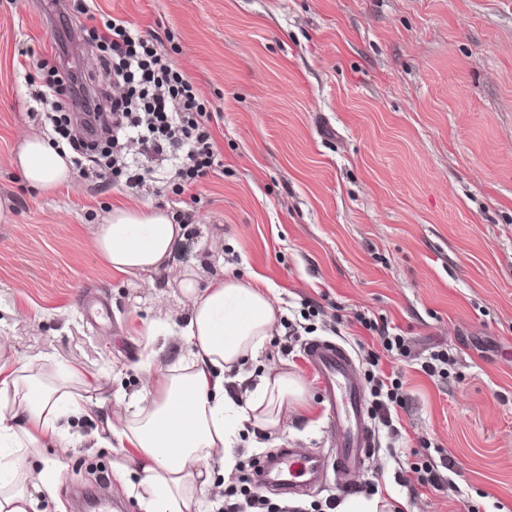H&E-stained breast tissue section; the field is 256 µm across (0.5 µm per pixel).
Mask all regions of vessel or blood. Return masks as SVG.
I'll use <instances>...</instances> for the list:
<instances>
[{"label":"vessel or blood","instance_id":"obj_1","mask_svg":"<svg viewBox=\"0 0 512 512\" xmlns=\"http://www.w3.org/2000/svg\"><path fill=\"white\" fill-rule=\"evenodd\" d=\"M334 417L332 462L299 448H280L267 457L257 476L263 489L283 496L310 490L335 470L338 476L359 473L375 453V432L366 419L365 396L355 373L354 357L344 346L326 340L307 343Z\"/></svg>","mask_w":512,"mask_h":512}]
</instances>
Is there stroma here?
<instances>
[{"instance_id":"stroma-1","label":"stroma","mask_w":512,"mask_h":512,"mask_svg":"<svg viewBox=\"0 0 512 512\" xmlns=\"http://www.w3.org/2000/svg\"><path fill=\"white\" fill-rule=\"evenodd\" d=\"M96 19L158 35L196 84L222 160L188 192L124 178H71L46 193L10 159L47 136L32 97L38 62L95 80L85 16L46 0H0V336L9 358L49 378L73 368L96 407L66 424L74 446L38 495V512H74L76 490L110 480L122 512H143L120 481L124 454L96 446L118 401L137 394L143 329L190 301L170 274L106 267L92 227L110 209L151 204L188 218L170 263L199 283L256 278L278 312L244 374L286 373L303 393L274 430L246 427L236 461L260 467L278 448L330 455V420L306 344L352 352L364 388L379 369L402 383L401 433H376L371 470L352 491L335 474L302 495H272L300 512L326 501L378 499V512H512V0H86ZM384 319L408 355L384 351L360 315ZM448 351L445 376L420 365ZM380 355L371 366L368 352ZM85 388V387H84ZM435 466L437 487L403 478Z\"/></svg>"}]
</instances>
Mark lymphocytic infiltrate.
<instances>
[{"label":"lymphocytic infiltrate","instance_id":"1","mask_svg":"<svg viewBox=\"0 0 512 512\" xmlns=\"http://www.w3.org/2000/svg\"><path fill=\"white\" fill-rule=\"evenodd\" d=\"M90 36L101 48L99 67L120 93L109 112L91 105L86 87L76 78L49 68L37 93L46 105L42 119L71 153L72 172L79 178L108 180L126 166V145L134 141L153 156L172 157L166 181L185 190L218 166L211 131L213 116L199 101L193 81L158 47L152 35H142L115 17L92 25ZM81 103L83 134L73 132L62 112L63 102ZM240 473L227 490L224 512H298L278 506L249 488Z\"/></svg>","mask_w":512,"mask_h":512}]
</instances>
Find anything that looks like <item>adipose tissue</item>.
I'll return each mask as SVG.
<instances>
[{
  "instance_id": "adipose-tissue-1",
  "label": "adipose tissue",
  "mask_w": 512,
  "mask_h": 512,
  "mask_svg": "<svg viewBox=\"0 0 512 512\" xmlns=\"http://www.w3.org/2000/svg\"><path fill=\"white\" fill-rule=\"evenodd\" d=\"M26 182L48 191L67 182L70 156L46 138H24L12 158ZM181 225L148 205L115 208L94 225V247L107 267L123 273L165 268ZM180 287L191 300L181 339L187 354L160 370L156 379L126 402L124 412L105 424L101 444L132 449V488L145 512H199L211 484L207 463L220 458L232 475V448L244 426L270 429L288 419V402L301 397L299 381L286 374L260 377L241 394L229 393L224 375L263 349L277 323L269 291L251 280L226 277L200 286L185 270ZM88 397L66 382L45 384L28 364L0 362V512H33L29 489L49 486L71 446L62 418L88 414ZM56 449L42 467L29 458Z\"/></svg>"
}]
</instances>
